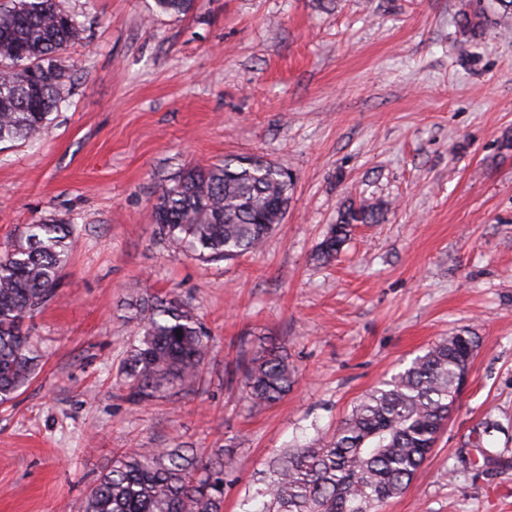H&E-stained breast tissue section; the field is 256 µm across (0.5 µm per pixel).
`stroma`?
I'll use <instances>...</instances> for the list:
<instances>
[{"label": "stroma", "mask_w": 512, "mask_h": 512, "mask_svg": "<svg viewBox=\"0 0 512 512\" xmlns=\"http://www.w3.org/2000/svg\"><path fill=\"white\" fill-rule=\"evenodd\" d=\"M60 2L80 23L70 90L38 143H0V251L48 219L79 234L29 323L36 376L0 406V512H82L119 448L231 454L224 512H246L279 454L462 331L478 347L457 409L381 512H512V34L469 33L466 0H197L179 17ZM242 158L294 181L262 251L203 263L161 243L158 184ZM363 200L379 223L320 264ZM153 295L196 309L208 373L133 403L128 305ZM268 342L298 381L253 407L240 366ZM379 209L363 202L358 207L349 206L340 213L336 224H332L328 234L320 243L317 258L330 262L337 258L358 224H375L379 218Z\"/></svg>", "instance_id": "stroma-1"}]
</instances>
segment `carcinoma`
Segmentation results:
<instances>
[{"mask_svg":"<svg viewBox=\"0 0 512 512\" xmlns=\"http://www.w3.org/2000/svg\"><path fill=\"white\" fill-rule=\"evenodd\" d=\"M195 0H154V10L186 15ZM464 28L487 23L512 29V0H468ZM79 30L57 0L0 3V143L33 142L66 101L70 68L61 55ZM291 179L260 160L190 165L159 184L151 221L168 247L203 262L260 250L288 209ZM379 209L363 202L340 213L317 258H337L360 224ZM76 226L28 224L0 253V404L36 374L38 351L24 323L58 294L76 241ZM138 336L123 361L126 390L150 399L198 381L207 368L209 336L189 303L141 299ZM472 336L441 339L410 366L381 381L334 432L291 448L271 465L248 512H378L401 494L435 447L454 410L459 379L471 365ZM297 372L281 347L263 348L243 365L244 400L270 406L293 389ZM84 512H224V463L193 460L178 450L131 448L90 489Z\"/></svg>","mask_w":512,"mask_h":512,"instance_id":"carcinoma-1","label":"carcinoma"}]
</instances>
